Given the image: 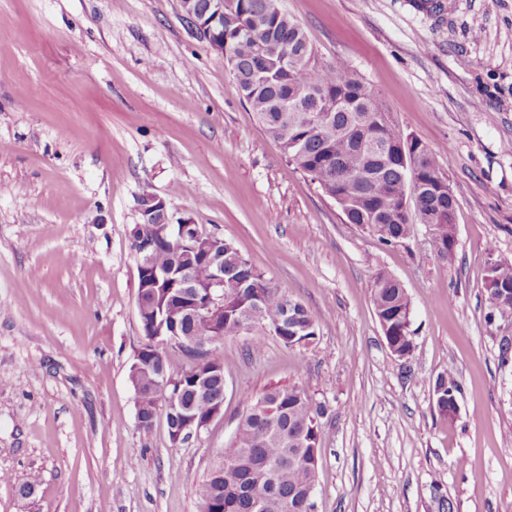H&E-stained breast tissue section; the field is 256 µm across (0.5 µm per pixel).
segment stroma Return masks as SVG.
<instances>
[{"instance_id":"stroma-1","label":"stroma","mask_w":512,"mask_h":512,"mask_svg":"<svg viewBox=\"0 0 512 512\" xmlns=\"http://www.w3.org/2000/svg\"><path fill=\"white\" fill-rule=\"evenodd\" d=\"M283 0L456 195L448 267L425 225L385 246L289 164L179 0H0V512H200L240 417L295 384L320 420L316 512H512V0ZM30 88L19 100L21 88ZM223 237L317 316L315 339H224V414L172 445L140 430L138 199ZM400 281L416 349L393 356L374 277ZM461 386L459 414L433 401ZM31 494H23L26 484ZM491 276L495 277L493 285L495 288H488L487 283V301L489 304V319L491 313L496 311L499 314V309L502 306H508L512 314V264L505 262H497L492 267Z\"/></svg>"}]
</instances>
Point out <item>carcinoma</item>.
Instances as JSON below:
<instances>
[{
  "instance_id": "carcinoma-1",
  "label": "carcinoma",
  "mask_w": 512,
  "mask_h": 512,
  "mask_svg": "<svg viewBox=\"0 0 512 512\" xmlns=\"http://www.w3.org/2000/svg\"><path fill=\"white\" fill-rule=\"evenodd\" d=\"M235 15L224 21V43L235 59L233 74L238 86L248 89L244 100L255 112L266 134L276 141L288 162L310 176L341 209L345 221L372 227L380 243L389 246L408 240L417 224L434 225L430 245L446 263L455 251L448 240V194L431 187L446 182L437 152L418 139L407 137L408 153L421 157V168L385 155H373L362 140L376 138L393 142L402 137L394 121L384 119L388 110L380 96L351 70L318 60L306 33L288 13L268 16L266 0H224ZM304 55L302 64L288 67V54ZM325 90L338 103L333 119L310 125L308 108L312 94ZM408 200V215L394 214ZM224 264V309L208 323L192 316V305L205 300L203 289L214 267L193 249L155 240L151 267L139 274L137 298L144 334L177 329L183 336H196L205 329L219 335L201 355V364L173 376L162 351L144 346L129 369L139 427L151 431L156 412H166L167 426L182 427L183 409L193 414L195 424L204 423L214 405L224 400V379L213 371L224 366L226 336L249 333L254 328L274 330L281 336L299 333V339L316 336L318 319L305 305L269 285L262 274L230 242L216 250ZM176 267L183 281H156L154 271ZM493 287L486 289L490 311L512 309V264L492 267ZM372 303L377 319L386 320L389 332L410 348L404 319L411 316V303L401 283L376 274ZM182 408L165 411L171 394ZM256 403L270 410L247 414L237 425L234 442L218 464L221 473L209 477L200 490L208 512H307L305 497L313 488L315 462L321 454L318 419L325 403L305 389L278 386L266 391Z\"/></svg>"
}]
</instances>
